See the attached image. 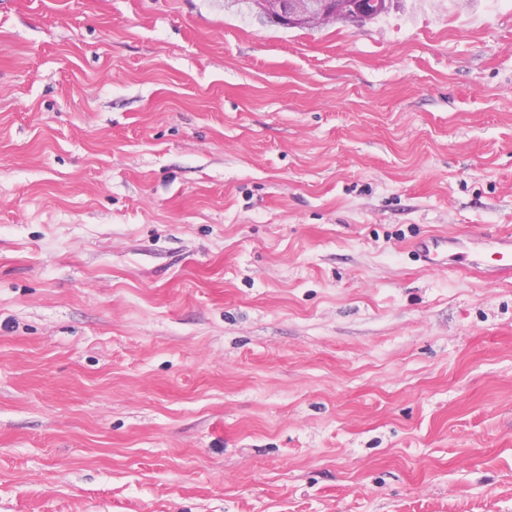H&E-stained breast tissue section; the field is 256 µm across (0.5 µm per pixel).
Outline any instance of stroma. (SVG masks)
<instances>
[{
  "mask_svg": "<svg viewBox=\"0 0 512 512\" xmlns=\"http://www.w3.org/2000/svg\"><path fill=\"white\" fill-rule=\"evenodd\" d=\"M504 232L512 0H0V512H512ZM260 17L270 15L273 21L288 27L335 20L336 14L360 22L361 12L356 3L345 0H251ZM491 239L492 251L497 255L498 262L493 266H488L483 263L479 254H474L465 263V269L472 275L495 282L512 276V234L500 233ZM448 252L463 247V243L455 237L432 236L427 239L417 241L413 248L422 258L426 267L430 269L438 268L441 265V254L444 247Z\"/></svg>",
  "mask_w": 512,
  "mask_h": 512,
  "instance_id": "1",
  "label": "stroma"
}]
</instances>
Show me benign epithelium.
I'll return each instance as SVG.
<instances>
[{"instance_id":"1","label":"benign epithelium","mask_w":512,"mask_h":512,"mask_svg":"<svg viewBox=\"0 0 512 512\" xmlns=\"http://www.w3.org/2000/svg\"><path fill=\"white\" fill-rule=\"evenodd\" d=\"M261 17L289 27H307L344 15L360 21L361 12L351 0H251Z\"/></svg>"}]
</instances>
